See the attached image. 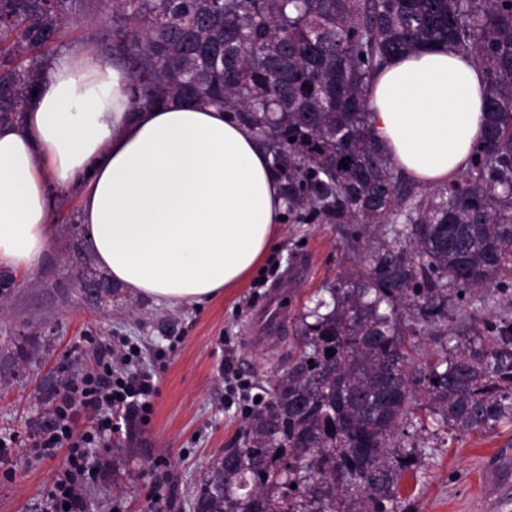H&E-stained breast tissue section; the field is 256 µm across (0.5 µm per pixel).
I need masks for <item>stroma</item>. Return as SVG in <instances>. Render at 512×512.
<instances>
[{
	"label": "stroma",
	"mask_w": 512,
	"mask_h": 512,
	"mask_svg": "<svg viewBox=\"0 0 512 512\" xmlns=\"http://www.w3.org/2000/svg\"><path fill=\"white\" fill-rule=\"evenodd\" d=\"M109 14L73 17L70 47L94 48L103 63L115 52ZM47 256L28 271H14L18 286L0 307V512H35L52 488L65 454L35 457L32 448L50 405L38 393L48 376L70 379L90 369L98 348L125 338L141 350L143 366L159 380L147 420L130 417L111 448L97 449L105 479L85 492L86 512H150L156 484L164 486L162 512H192L205 473L225 449L238 445L245 418L225 400L224 367L244 374L263 392L297 352L298 339L253 340L251 322L266 294L288 289V317L296 319L315 294L335 282L359 253L380 237L379 227L347 225L307 211H285L279 247L248 282L212 301L159 306L123 287L90 299L77 281L101 275L79 222L77 189L57 194ZM512 319V295L482 288L465 320L448 323L455 340L500 317ZM399 445L417 450L418 464L399 487L397 512H512V423L450 439L433 428H411Z\"/></svg>",
	"instance_id": "35a3bbf8"
}]
</instances>
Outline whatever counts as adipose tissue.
Segmentation results:
<instances>
[{
  "label": "adipose tissue",
  "instance_id": "1",
  "mask_svg": "<svg viewBox=\"0 0 512 512\" xmlns=\"http://www.w3.org/2000/svg\"><path fill=\"white\" fill-rule=\"evenodd\" d=\"M128 84L123 62L79 47L49 68L21 123L0 124V266L41 261L53 194L75 188L114 283L169 305L243 286L280 237L271 155L254 129L204 103L133 110ZM487 87L455 48L395 56L370 86L373 137L415 184H448L482 140Z\"/></svg>",
  "mask_w": 512,
  "mask_h": 512
}]
</instances>
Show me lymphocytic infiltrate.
I'll use <instances>...</instances> for the list:
<instances>
[{
	"instance_id": "1",
	"label": "lymphocytic infiltrate",
	"mask_w": 512,
	"mask_h": 512,
	"mask_svg": "<svg viewBox=\"0 0 512 512\" xmlns=\"http://www.w3.org/2000/svg\"><path fill=\"white\" fill-rule=\"evenodd\" d=\"M139 356L138 347L129 342L104 344L98 351L96 370L69 383L37 444L46 457L53 456L60 447L68 449L41 512H84V491L101 473L100 467L90 461L91 449L111 446L113 434L121 429L115 419L117 413L144 417L151 413L157 383L152 373L132 371ZM77 404L94 417L91 429L80 434L74 431L73 407Z\"/></svg>"
}]
</instances>
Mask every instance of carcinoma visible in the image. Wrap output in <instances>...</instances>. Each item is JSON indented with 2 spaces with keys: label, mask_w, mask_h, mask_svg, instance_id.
I'll return each mask as SVG.
<instances>
[{
  "label": "carcinoma",
  "mask_w": 512,
  "mask_h": 512,
  "mask_svg": "<svg viewBox=\"0 0 512 512\" xmlns=\"http://www.w3.org/2000/svg\"><path fill=\"white\" fill-rule=\"evenodd\" d=\"M96 7L134 108L179 97L232 112L268 142L288 203L382 227L297 319L288 373L194 512H394L416 465L392 447L406 425L427 417L454 437L512 420V320L417 375L404 338L442 331L478 288H512V0H0L1 124L22 119L73 12ZM442 41L486 71L485 130L464 174L423 193L374 140L367 95L388 57Z\"/></svg>",
  "instance_id": "cac0c4a2"
}]
</instances>
